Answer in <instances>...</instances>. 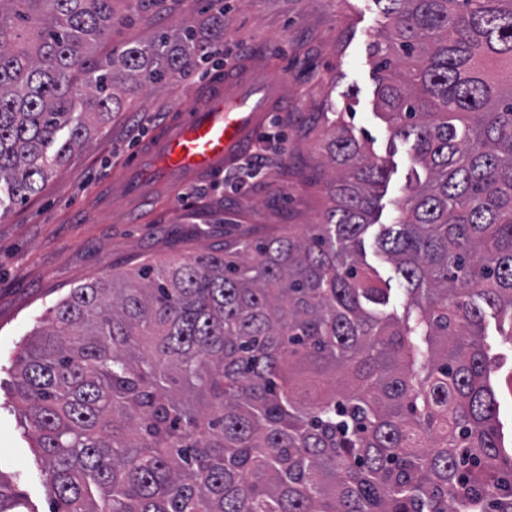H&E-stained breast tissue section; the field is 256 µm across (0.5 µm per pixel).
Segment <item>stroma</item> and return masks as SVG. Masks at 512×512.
I'll use <instances>...</instances> for the list:
<instances>
[{"mask_svg":"<svg viewBox=\"0 0 512 512\" xmlns=\"http://www.w3.org/2000/svg\"><path fill=\"white\" fill-rule=\"evenodd\" d=\"M208 0H165L156 17L139 18L99 47L147 42L160 29L207 24ZM385 18L379 0H224L225 66L248 59L254 75L277 82L278 100L257 133L266 149L261 171L245 159L210 176L155 192L135 204L122 181L127 158L171 114L188 107L213 79L198 71L161 90L124 95L119 111L97 120L91 139L55 166L37 194L0 208V481L16 512H55L48 471L10 402L19 343L46 325L71 289L153 261L182 259L246 238L262 241L291 224H313L328 201L332 171L321 144L344 126L387 165L376 221L392 223L396 202L416 167L408 142L393 136L376 104L372 46ZM485 322L499 386V419L512 435V343Z\"/></svg>","mask_w":512,"mask_h":512,"instance_id":"obj_1","label":"stroma"}]
</instances>
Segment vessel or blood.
<instances>
[{"mask_svg": "<svg viewBox=\"0 0 512 512\" xmlns=\"http://www.w3.org/2000/svg\"><path fill=\"white\" fill-rule=\"evenodd\" d=\"M277 95V84L256 80L247 60L234 63L203 101L192 102L154 134L148 153L131 159L124 176L129 196H139L149 178L175 182L230 167L248 149Z\"/></svg>", "mask_w": 512, "mask_h": 512, "instance_id": "1", "label": "vessel or blood"}]
</instances>
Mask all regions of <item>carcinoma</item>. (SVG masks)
I'll list each match as a JSON object with an SVG mask.
<instances>
[{
    "instance_id": "obj_1",
    "label": "carcinoma",
    "mask_w": 512,
    "mask_h": 512,
    "mask_svg": "<svg viewBox=\"0 0 512 512\" xmlns=\"http://www.w3.org/2000/svg\"><path fill=\"white\" fill-rule=\"evenodd\" d=\"M160 0H0V183L22 202L120 94L189 76L224 17L106 61ZM377 106L408 185L363 259L385 164L339 130L322 222L73 288L13 402L61 512H512L484 343L512 338V0H383Z\"/></svg>"
}]
</instances>
